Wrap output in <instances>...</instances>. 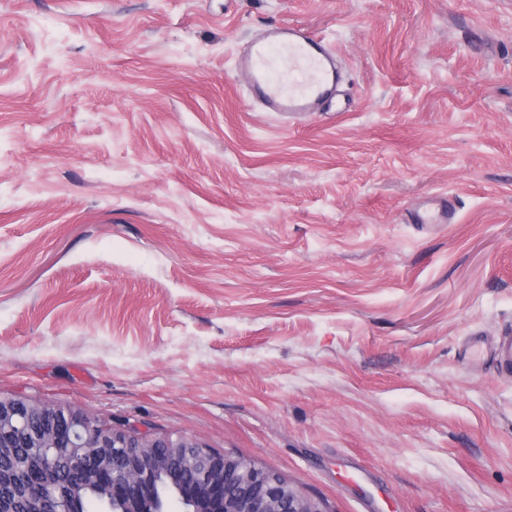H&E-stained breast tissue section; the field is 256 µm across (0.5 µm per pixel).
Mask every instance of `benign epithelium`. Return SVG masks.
<instances>
[{"label":"benign epithelium","instance_id":"1","mask_svg":"<svg viewBox=\"0 0 512 512\" xmlns=\"http://www.w3.org/2000/svg\"><path fill=\"white\" fill-rule=\"evenodd\" d=\"M19 448L0 470V487L50 484L76 493L106 489L100 512H170L158 498L163 478L182 512H326L275 472L230 454H216L190 437L160 436L134 424L105 425L81 408L0 396V449ZM0 512H69L44 492L0 493Z\"/></svg>","mask_w":512,"mask_h":512}]
</instances>
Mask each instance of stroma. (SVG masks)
Returning <instances> with one entry per match:
<instances>
[{"label": "stroma", "instance_id": "obj_1", "mask_svg": "<svg viewBox=\"0 0 512 512\" xmlns=\"http://www.w3.org/2000/svg\"><path fill=\"white\" fill-rule=\"evenodd\" d=\"M282 21L346 61L332 111L250 100ZM508 326L512 0H0V395L326 512H512ZM410 215L416 224H455L459 219L458 210L448 197L414 204Z\"/></svg>", "mask_w": 512, "mask_h": 512}]
</instances>
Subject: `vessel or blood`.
Wrapping results in <instances>:
<instances>
[{
    "label": "vessel or blood",
    "instance_id": "b4317fda",
    "mask_svg": "<svg viewBox=\"0 0 512 512\" xmlns=\"http://www.w3.org/2000/svg\"><path fill=\"white\" fill-rule=\"evenodd\" d=\"M340 54L322 37L293 23H274L253 38L236 59L247 74L248 95L260 111L293 117L330 111L342 73ZM417 224H454L459 213L450 198L414 204Z\"/></svg>",
    "mask_w": 512,
    "mask_h": 512
}]
</instances>
